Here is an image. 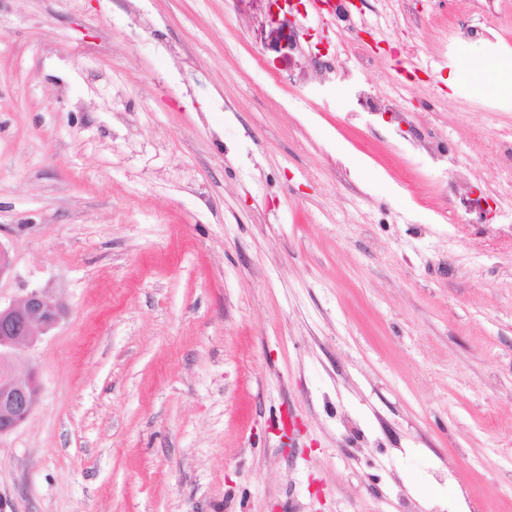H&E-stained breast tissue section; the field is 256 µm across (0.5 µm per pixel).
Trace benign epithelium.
Segmentation results:
<instances>
[{
	"label": "benign epithelium",
	"instance_id": "1",
	"mask_svg": "<svg viewBox=\"0 0 512 512\" xmlns=\"http://www.w3.org/2000/svg\"><path fill=\"white\" fill-rule=\"evenodd\" d=\"M66 315L64 304L41 288L0 306V436L21 426L33 413L41 396L37 372L14 373L15 352L30 347L56 328Z\"/></svg>",
	"mask_w": 512,
	"mask_h": 512
}]
</instances>
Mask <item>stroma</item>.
<instances>
[{
	"instance_id": "obj_1",
	"label": "stroma",
	"mask_w": 512,
	"mask_h": 512,
	"mask_svg": "<svg viewBox=\"0 0 512 512\" xmlns=\"http://www.w3.org/2000/svg\"><path fill=\"white\" fill-rule=\"evenodd\" d=\"M368 4L0 0V512H512V0ZM495 1L497 0H477V7L479 11V24L482 26H475L470 29L468 36L472 37H490L487 28L492 29L491 21L496 15ZM288 26L290 25L286 20L271 19V29L268 36L269 48L273 49L276 47L282 33L288 28ZM299 39L300 32L293 27L288 28V57L293 56V50L298 47ZM477 78L489 90H512V76L504 78L497 66L492 62H484L476 71ZM65 315L64 304L41 288H31L5 307L0 304V436L14 431L30 417L42 391L35 370L25 376L14 373L15 352L35 344Z\"/></svg>"
}]
</instances>
